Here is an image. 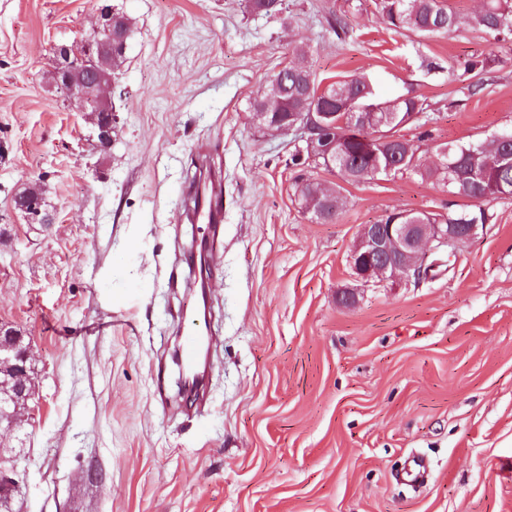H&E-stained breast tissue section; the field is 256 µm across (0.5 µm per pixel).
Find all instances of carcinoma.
I'll use <instances>...</instances> for the list:
<instances>
[{
	"label": "carcinoma",
	"instance_id": "cac0c4a2",
	"mask_svg": "<svg viewBox=\"0 0 512 512\" xmlns=\"http://www.w3.org/2000/svg\"><path fill=\"white\" fill-rule=\"evenodd\" d=\"M282 0H250L256 13L275 15L280 11ZM382 20L396 32L409 31L422 38L446 36L470 27L481 31L494 40L512 35V0H484L483 7L470 15H462L448 7L447 0H379ZM288 79L271 80L263 94L251 102L253 113L267 112L269 117L288 119L307 112H326L340 120L347 112H363L373 106L387 114L380 138H399L396 143L374 146L375 161L381 170H391V175H415L423 180H434L439 186L451 187L460 199L479 203L471 210H450L448 213L411 212L403 222L418 221L423 224H488L492 215L481 207L500 199V194L512 191V162L502 159V153H512V142L504 145L487 138L460 145H448L447 162L457 164L461 180L452 184L453 174L446 166L426 167L420 162L417 147L409 139H403L400 127L409 124L413 114L425 110L424 102L408 92L393 99L383 98L376 83L366 74L355 75L347 80L320 87L307 65L298 62L286 65ZM342 136L329 157L312 159L317 166L327 170L338 168L334 157L348 151L352 161L355 181L375 178L363 171L366 164L364 138L360 129L338 126ZM301 208H306L309 198L319 195V204L326 211L324 223L336 221L344 209L341 193L334 183H322L306 179L297 186Z\"/></svg>",
	"mask_w": 512,
	"mask_h": 512
}]
</instances>
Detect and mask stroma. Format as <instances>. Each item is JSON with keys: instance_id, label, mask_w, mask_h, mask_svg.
Here are the masks:
<instances>
[{"instance_id": "obj_1", "label": "stroma", "mask_w": 512, "mask_h": 512, "mask_svg": "<svg viewBox=\"0 0 512 512\" xmlns=\"http://www.w3.org/2000/svg\"><path fill=\"white\" fill-rule=\"evenodd\" d=\"M105 4L132 34L103 149L51 68ZM302 36L321 84L364 71L389 94L413 86L426 125L404 135L424 163L512 129V36L423 40L389 29L377 0H283L272 16L248 0H0V323L29 342L36 386L0 434L12 512H512V198L448 268L357 279L363 225L449 197L292 164L294 135L249 106ZM208 168L224 221L195 224L185 190ZM302 178L340 186L336 222L302 212ZM34 183L46 227L12 208ZM214 249L212 368L193 405L174 362L198 300L183 256ZM415 455L421 485L403 477Z\"/></svg>"}]
</instances>
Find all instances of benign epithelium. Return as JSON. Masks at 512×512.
<instances>
[{"instance_id": "obj_1", "label": "benign epithelium", "mask_w": 512, "mask_h": 512, "mask_svg": "<svg viewBox=\"0 0 512 512\" xmlns=\"http://www.w3.org/2000/svg\"><path fill=\"white\" fill-rule=\"evenodd\" d=\"M121 20L110 9H100L93 31L80 45L58 46L53 61L55 85L81 101V110L90 113L98 129L99 146L112 144L113 107L110 98L114 74L112 56L125 50ZM350 124L364 128L377 137L383 119L378 112H352ZM323 124L315 118L296 120L285 128L271 125L273 134L294 132L305 143L310 155H328V148L317 144L316 133ZM13 209L30 224H44L41 202L28 196L13 198ZM478 224H366L351 254V262L359 279L368 283L375 277H393L399 272L419 273L429 252L447 251L477 235ZM34 398L30 347L20 336H0V415L5 421L0 430H11L23 418L19 407ZM12 470L0 465V495L11 496L18 491Z\"/></svg>"}]
</instances>
